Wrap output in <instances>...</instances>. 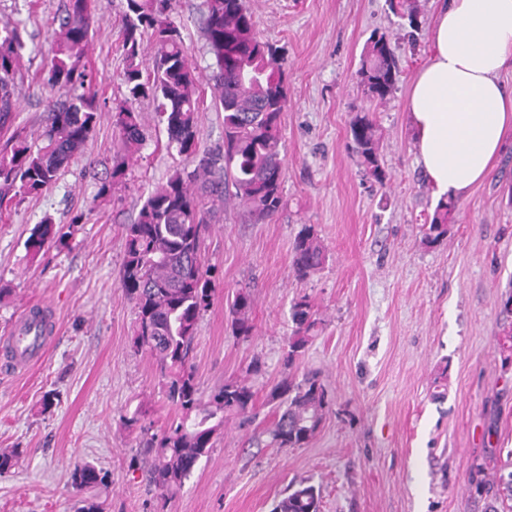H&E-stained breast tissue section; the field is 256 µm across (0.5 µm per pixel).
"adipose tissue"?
Wrapping results in <instances>:
<instances>
[{"label": "adipose tissue", "mask_w": 512, "mask_h": 512, "mask_svg": "<svg viewBox=\"0 0 512 512\" xmlns=\"http://www.w3.org/2000/svg\"><path fill=\"white\" fill-rule=\"evenodd\" d=\"M407 109L416 162L436 198H459L490 173L512 134V0H448L431 30Z\"/></svg>", "instance_id": "1"}]
</instances>
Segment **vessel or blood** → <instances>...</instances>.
<instances>
[{
	"instance_id": "1",
	"label": "vessel or blood",
	"mask_w": 512,
	"mask_h": 512,
	"mask_svg": "<svg viewBox=\"0 0 512 512\" xmlns=\"http://www.w3.org/2000/svg\"><path fill=\"white\" fill-rule=\"evenodd\" d=\"M59 332V323L51 308L29 306L14 322L7 336L0 338V366L23 372L41 363Z\"/></svg>"
}]
</instances>
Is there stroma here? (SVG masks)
Here are the masks:
<instances>
[{"instance_id":"obj_1","label":"stroma","mask_w":512,"mask_h":512,"mask_svg":"<svg viewBox=\"0 0 512 512\" xmlns=\"http://www.w3.org/2000/svg\"><path fill=\"white\" fill-rule=\"evenodd\" d=\"M261 40L282 48L288 107L281 116L284 208L255 222L228 199L205 234L213 302L200 319L193 363L202 394L248 379L250 418L229 415L207 458L160 503L140 448L175 411L153 358L135 348L137 310L120 288L123 227L147 194L183 159L148 102L138 103L145 141L123 182L96 194L112 171L118 134L101 112L84 152L41 195L0 210V337L27 303L41 301L60 334L42 363L15 375L0 370V448L21 452L0 477V512H78L67 485L72 463L108 474L96 490L105 512H270L290 486L319 487L320 512H512V140L493 171L456 199L448 236L423 242L436 202L415 161L406 104L431 52L440 0H415L422 26L401 29L387 0H245ZM65 0H0V25L23 22L27 54L15 124L38 133L48 89L38 73ZM101 25L88 60L107 102L124 99L125 0H96ZM204 0H179L190 62L206 71ZM387 33L399 59L396 92L369 100L355 72L373 32ZM373 111L386 185L364 172L349 124ZM52 217L67 246L27 255L30 228ZM313 225L324 268L297 279L292 242ZM253 298L248 338L234 336L231 307ZM309 297L314 339L290 373L317 374L331 397L311 441L274 446L277 407L269 393L288 371L283 355L290 307ZM263 373L246 378L252 359ZM52 406H45V398ZM140 427H126L134 412Z\"/></svg>"}]
</instances>
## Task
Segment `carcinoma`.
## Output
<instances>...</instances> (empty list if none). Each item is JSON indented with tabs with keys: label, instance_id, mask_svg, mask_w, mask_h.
<instances>
[{
	"label": "carcinoma",
	"instance_id": "1",
	"mask_svg": "<svg viewBox=\"0 0 512 512\" xmlns=\"http://www.w3.org/2000/svg\"><path fill=\"white\" fill-rule=\"evenodd\" d=\"M202 18L208 81L215 90L214 106L224 112V149L199 153V112L203 76L187 57L176 0H126L122 17V49L126 68L121 81L123 101L112 107V123L126 151L112 166L111 181L98 196L108 195L121 182L130 155L144 141L140 112L133 104H154L158 123L167 134V147L195 164L191 171H175L166 183L143 200L133 223L124 227L125 255L120 288L134 302L136 348L151 354L165 379V394L177 418L160 434L146 440L142 453L152 457L150 482L161 498L178 491L199 461L214 448L224 427V415L246 414L254 392L244 381H227L203 402L191 363L198 321L211 306L214 290L201 256L202 236L216 203L232 196L246 206L258 222L273 219L283 207L281 183V115L288 107L284 57L279 49L261 41L245 0H205ZM390 9L416 31L418 13L405 0H389ZM52 30V56L39 72L42 85L55 97L45 124L34 141L12 129L22 93L17 76L22 71L23 41L16 25L0 27V207L49 190L71 159L82 153L94 131L101 105L91 91L94 76L84 64L92 32L99 24L94 0H66L65 10ZM153 40L157 52L148 64L139 60L144 39ZM398 60L390 37L374 33L360 57L357 78L365 95L379 103L396 90ZM350 135L365 172L379 185L387 174L380 163V137L374 120L365 113L350 123ZM451 201L439 203L425 225V241L435 244L448 235ZM67 235L46 216L30 229L24 242L28 255L62 244ZM326 260L312 227L294 238L292 270L306 279ZM253 300L247 291L237 294L232 306L234 334H252ZM293 329L283 362L292 367L304 353L317 324L316 312L303 296L291 306ZM279 413L270 430L278 448H301L320 428L330 405L327 389L314 376L301 380L285 376L270 391ZM20 459L16 448L0 450V477ZM108 474L76 463L69 483L88 491L106 482ZM272 512H320V491L301 482L276 502Z\"/></svg>",
	"mask_w": 512,
	"mask_h": 512
}]
</instances>
